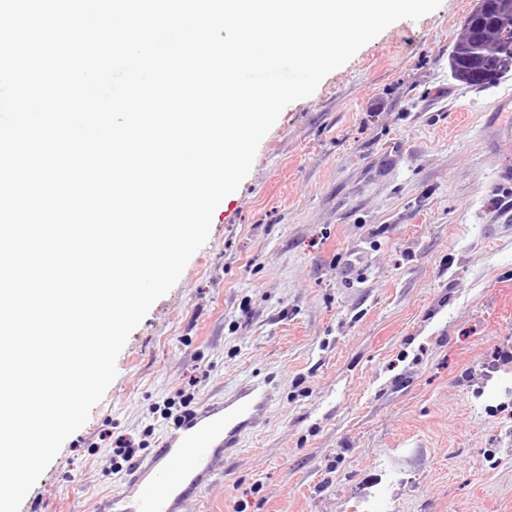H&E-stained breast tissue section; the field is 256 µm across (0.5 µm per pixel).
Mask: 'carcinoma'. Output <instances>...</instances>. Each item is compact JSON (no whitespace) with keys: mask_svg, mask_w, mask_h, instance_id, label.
<instances>
[{"mask_svg":"<svg viewBox=\"0 0 512 512\" xmlns=\"http://www.w3.org/2000/svg\"><path fill=\"white\" fill-rule=\"evenodd\" d=\"M448 63L451 77L467 86L512 76V0H475Z\"/></svg>","mask_w":512,"mask_h":512,"instance_id":"carcinoma-1","label":"carcinoma"}]
</instances>
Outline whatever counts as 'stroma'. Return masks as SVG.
Here are the masks:
<instances>
[{
    "mask_svg": "<svg viewBox=\"0 0 512 512\" xmlns=\"http://www.w3.org/2000/svg\"><path fill=\"white\" fill-rule=\"evenodd\" d=\"M473 5L393 23L282 110L30 512H95L116 439L156 447L193 378L198 405L277 399L191 512H512V78L451 79Z\"/></svg>",
    "mask_w": 512,
    "mask_h": 512,
    "instance_id": "35a3bbf8",
    "label": "stroma"
}]
</instances>
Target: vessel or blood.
Masks as SVG:
<instances>
[{"label":"vessel or blood","mask_w":512,"mask_h":512,"mask_svg":"<svg viewBox=\"0 0 512 512\" xmlns=\"http://www.w3.org/2000/svg\"><path fill=\"white\" fill-rule=\"evenodd\" d=\"M274 399L268 382H253L192 409L129 468L98 512H190L223 477L225 458L264 423Z\"/></svg>","instance_id":"obj_1"}]
</instances>
